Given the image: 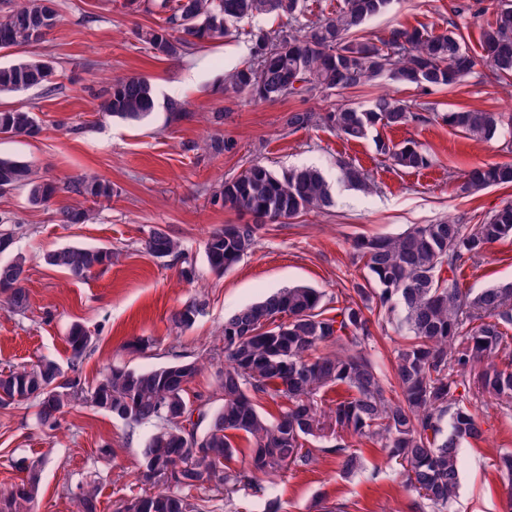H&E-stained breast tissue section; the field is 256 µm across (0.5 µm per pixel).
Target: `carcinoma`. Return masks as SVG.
Segmentation results:
<instances>
[{"instance_id":"1","label":"carcinoma","mask_w":512,"mask_h":512,"mask_svg":"<svg viewBox=\"0 0 512 512\" xmlns=\"http://www.w3.org/2000/svg\"><path fill=\"white\" fill-rule=\"evenodd\" d=\"M392 0H344L332 16L308 21L299 31L283 35L262 30L254 34L249 63L233 71L225 90L273 101L286 95L305 96L316 90L357 88L386 78L418 89L452 88L474 72L476 58L463 48L460 33L427 26L395 27L374 42L364 37L365 25L385 14ZM147 8L162 15L163 24L143 34L148 49L165 58H180L201 42L219 38L243 19L276 13L298 21L300 0H149ZM461 10L475 16L494 15L482 37L481 60L494 75L512 76V6L496 0H472ZM46 17V32L37 36L32 24ZM58 24L54 0H14L0 11V49L22 50L41 43ZM54 69L38 56H24L0 66V92L53 87ZM155 108L154 90L144 77L115 80L105 92L103 112L128 121H142ZM415 118L410 106L389 94L366 107L342 105L323 116L292 112L288 128L302 129L321 120L348 140H361L377 126L399 127ZM448 126L478 140H491L502 127V116L484 110L451 111ZM40 132L35 113L27 107L0 110V133L10 139L33 138ZM395 169L429 166L427 154L413 141L381 144ZM341 179L369 191L368 176L352 165L340 167ZM512 186V164L478 165L464 174L468 192ZM24 189L33 205H44L58 190L40 179L32 165L0 156V194ZM67 192L85 199H111L112 183L82 176L64 184ZM212 201L252 218L250 224H225L205 242L212 272L221 275L256 244L263 224L293 218L335 205L332 188L322 171L303 166L277 172L254 163L240 176L224 181ZM89 211L77 206L60 212V222L83 224ZM512 240V203L495 210L470 230L464 224L440 221L416 224L397 236L356 241L357 257L366 260L368 276L356 284V297L330 307L316 289L299 285L281 288L224 318V369L218 384L221 404L203 411L205 431L188 430L176 421L188 409L186 384L202 369L196 362H173L135 370L112 365L91 387L74 376L58 387L56 396L44 390L62 373L51 359L34 366L0 371V407L34 401L40 426L53 430L64 413L80 399L110 413L133 431L148 425L153 431L143 448V479L162 485L123 499L116 512H211L207 500L193 491L208 483L224 491L225 499L246 488L260 489V477L290 467L306 468L322 451L333 453L340 471L350 475L359 457L343 432L389 450L408 486L431 512H450L457 496L463 460L460 446L483 437L481 422L468 408L474 397L488 393L512 401V359L499 367L494 356L512 355V282L471 294L460 285L467 261L480 257L495 242ZM156 258L178 257L181 243L162 230L145 240ZM48 264L83 279L98 266L112 263V250L70 246L48 253ZM25 260L15 255L0 262V293L17 309L28 302ZM400 311L403 341L392 363L401 398L386 396V371L370 355L376 343L371 315ZM199 311L195 301L177 311L172 322L189 328ZM70 369L75 372L94 348L92 337L75 326L68 336ZM336 346V350L328 346ZM476 372L477 390L466 383ZM336 387L344 395L328 404L336 443L322 450L306 446V438L323 429L317 397ZM279 408L266 417L259 401ZM246 440L248 463H229ZM26 480L0 490V512H32L38 494L41 464L24 466ZM178 474L177 483L170 476ZM100 484L91 479L78 487L79 512H98Z\"/></svg>"}]
</instances>
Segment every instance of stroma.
<instances>
[{"label": "stroma", "mask_w": 512, "mask_h": 512, "mask_svg": "<svg viewBox=\"0 0 512 512\" xmlns=\"http://www.w3.org/2000/svg\"><path fill=\"white\" fill-rule=\"evenodd\" d=\"M126 0H56L57 27L35 54L52 60L54 91L33 88L0 93V110L33 107L39 135L25 140L0 139V154L29 162L37 175L58 184L45 205L34 206L27 193L0 195V216L14 222V250L25 259L26 309L16 310L0 295V368L31 365L49 358L67 364L68 336L82 326L96 341L79 366L85 384H94L112 365L149 369L177 361H199L203 370L188 385L189 398L217 407L218 373L223 366L224 319L293 285H308L326 302L347 298L362 282L365 269L355 254L357 238L395 235L414 224L451 220L474 225L491 211L512 202V187L464 192L462 175L476 165L512 163V133L501 130L491 140H476L448 127L444 113L486 110L512 118V79L495 80L477 69L450 89L427 92L387 79L369 85L289 96L257 102L247 94L224 90V75L252 57V32L285 31L287 18L260 15L237 24L232 35L202 42L192 54L178 58L153 56L140 38L157 27V15L126 8ZM466 0H394L390 11L371 20L368 37L387 35L394 26L427 25L443 30L458 25L466 48L481 54L486 17L458 14ZM141 76L155 92V109L146 119L126 122L102 114L100 92L106 78ZM387 93L408 104L426 102L425 118L400 128L380 127L371 138L353 141L318 124L289 130V113L354 104L365 106ZM184 104L188 117L172 119L169 101ZM223 112L214 122L215 112ZM221 137L232 148L221 155L206 145ZM416 142L430 158L428 167L399 171L376 149V140ZM260 162L279 171L293 166L319 167L335 194L336 205L325 212L308 211L262 225L254 248L234 267L216 275L207 263L210 231L243 218L215 205L211 193L224 181ZM362 169L372 179L371 194L339 179V163ZM96 175L114 188L111 200H88L92 218L64 224L59 211L76 204L64 190L69 179ZM156 229L180 240L181 257L156 258L144 242ZM104 246L112 263L83 279L48 265L47 252L63 247ZM512 282V240L491 245L462 270V288ZM202 311L187 329L177 328L173 314L186 303ZM144 348H133L136 339ZM484 430L478 442L461 446L463 467L454 512H505L512 498V478L498 468L499 457L512 453V407L492 395L472 402ZM37 409L25 403L0 407V487L21 483L24 462H43L34 512H78V486L99 476L98 512H115L119 502L140 492L142 451L150 427L128 432L121 421L90 404L78 403L59 427L44 432ZM362 466L343 475L336 457L321 454L304 469L264 478L270 494L243 489L232 499L202 486L200 496L214 497L216 512H265L268 496H276L279 512H318L320 503H342L349 512H416V494L395 471L385 449L359 445Z\"/></svg>", "instance_id": "stroma-1"}]
</instances>
